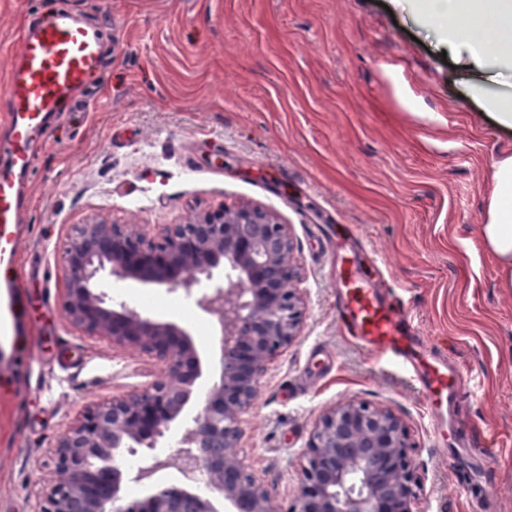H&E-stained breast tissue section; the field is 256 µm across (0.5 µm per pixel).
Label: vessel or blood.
I'll return each instance as SVG.
<instances>
[{
	"instance_id": "1",
	"label": "vessel or blood",
	"mask_w": 512,
	"mask_h": 512,
	"mask_svg": "<svg viewBox=\"0 0 512 512\" xmlns=\"http://www.w3.org/2000/svg\"><path fill=\"white\" fill-rule=\"evenodd\" d=\"M102 63L101 31L66 9L41 14L25 34L5 91L7 135L0 140V341L24 334L28 308L19 290L25 275L22 257L21 183L36 164L33 142L49 117L74 101ZM336 252V311L350 340L381 357L418 386L434 434H442L449 402L467 393L459 370L446 355L421 351L409 308L390 289L366 277L340 242Z\"/></svg>"
}]
</instances>
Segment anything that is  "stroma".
Instances as JSON below:
<instances>
[{
    "instance_id": "stroma-1",
    "label": "stroma",
    "mask_w": 512,
    "mask_h": 512,
    "mask_svg": "<svg viewBox=\"0 0 512 512\" xmlns=\"http://www.w3.org/2000/svg\"><path fill=\"white\" fill-rule=\"evenodd\" d=\"M102 26L87 112L53 116L25 181L29 335L0 355V512H40L59 435L151 384V356L112 348L66 311L63 252L81 224H167L260 207L288 228L301 332L277 353L239 453L289 512L318 417L354 401L403 421L421 512H512V289L480 236L489 172L512 128L470 101L430 28L391 0H0V91L49 4ZM354 231L407 303L421 340L476 387L435 437L419 391L353 345L317 231ZM109 296L191 336L207 388L216 340L167 286L104 277ZM51 289L53 309L42 306Z\"/></svg>"
}]
</instances>
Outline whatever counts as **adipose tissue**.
I'll list each match as a JSON object with an SVG mask.
<instances>
[{"mask_svg":"<svg viewBox=\"0 0 512 512\" xmlns=\"http://www.w3.org/2000/svg\"><path fill=\"white\" fill-rule=\"evenodd\" d=\"M405 8L437 32L466 96L512 126V0H406ZM490 180L480 234L500 263L503 287L512 288V154L493 164Z\"/></svg>","mask_w":512,"mask_h":512,"instance_id":"obj_1","label":"adipose tissue"}]
</instances>
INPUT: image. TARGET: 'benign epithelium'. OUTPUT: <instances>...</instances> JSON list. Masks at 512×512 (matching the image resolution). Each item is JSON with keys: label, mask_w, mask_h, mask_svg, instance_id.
<instances>
[{"label": "benign epithelium", "mask_w": 512, "mask_h": 512, "mask_svg": "<svg viewBox=\"0 0 512 512\" xmlns=\"http://www.w3.org/2000/svg\"><path fill=\"white\" fill-rule=\"evenodd\" d=\"M159 248L128 224H81L64 252L67 313L114 346L163 365L152 384L86 411L57 439L58 482L41 512H271L244 464L242 422L274 355L299 336L302 298L292 287L286 225L258 207L222 209L163 228ZM171 284L194 299L219 335V381L194 396L196 349L177 324L142 315L99 289L100 279ZM197 401L196 409L188 406ZM180 448H155L173 423ZM175 468L178 483L159 482ZM403 421L356 402L325 411L302 455L292 512H420ZM138 484L143 494L132 497Z\"/></svg>", "instance_id": "7a95c632"}]
</instances>
